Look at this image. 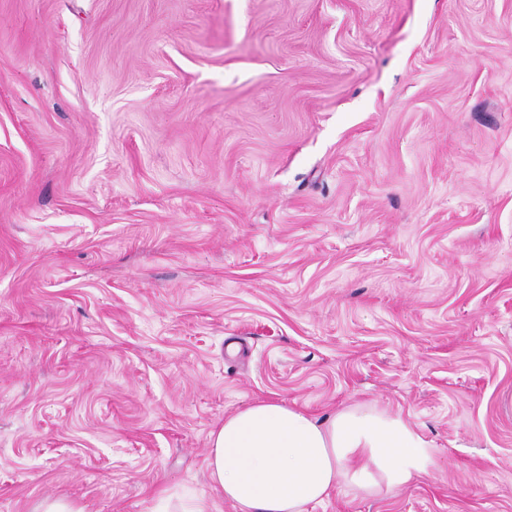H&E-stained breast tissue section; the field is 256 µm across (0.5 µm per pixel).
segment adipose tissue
Here are the masks:
<instances>
[{
	"label": "adipose tissue",
	"mask_w": 512,
	"mask_h": 512,
	"mask_svg": "<svg viewBox=\"0 0 512 512\" xmlns=\"http://www.w3.org/2000/svg\"><path fill=\"white\" fill-rule=\"evenodd\" d=\"M209 445L211 486L238 512H306L341 487L402 488L433 462L428 441L400 415L366 405L321 421L260 401L226 416Z\"/></svg>",
	"instance_id": "1"
}]
</instances>
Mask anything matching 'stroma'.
Returning a JSON list of instances; mask_svg holds the SVG:
<instances>
[{"mask_svg":"<svg viewBox=\"0 0 512 512\" xmlns=\"http://www.w3.org/2000/svg\"><path fill=\"white\" fill-rule=\"evenodd\" d=\"M274 400L512 512V0H0V512L210 494Z\"/></svg>","mask_w":512,"mask_h":512,"instance_id":"stroma-1","label":"stroma"}]
</instances>
